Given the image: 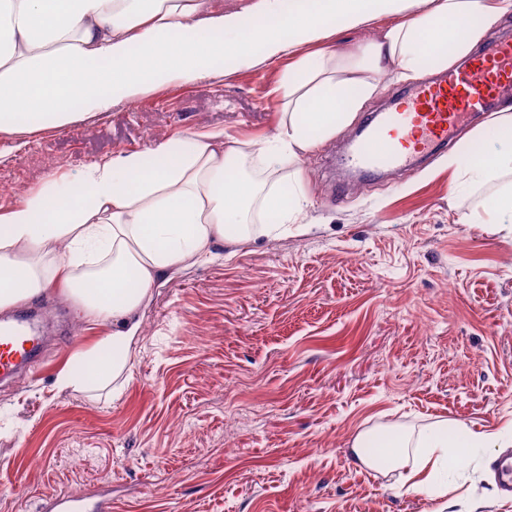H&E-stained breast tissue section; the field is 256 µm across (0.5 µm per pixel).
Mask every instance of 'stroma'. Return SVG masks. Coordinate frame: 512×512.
Returning <instances> with one entry per match:
<instances>
[{"instance_id":"35a3bbf8","label":"stroma","mask_w":512,"mask_h":512,"mask_svg":"<svg viewBox=\"0 0 512 512\" xmlns=\"http://www.w3.org/2000/svg\"><path fill=\"white\" fill-rule=\"evenodd\" d=\"M289 63L172 83L23 136L0 160L18 187L0 213L47 172L199 129L262 143ZM404 89L383 77L350 125L302 157L307 233L215 246L155 288L116 391L55 385L111 323L79 320L58 289L21 304L51 335L36 376L0 385V512L102 490L110 512H512L493 471L512 455V235L462 223L492 188L452 193L446 165L467 137L492 149L486 124L407 172L347 178L339 166L368 114ZM440 419L500 435L467 455L446 493L407 491L352 451L359 434Z\"/></svg>"}]
</instances>
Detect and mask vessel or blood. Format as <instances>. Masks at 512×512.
<instances>
[{
  "mask_svg": "<svg viewBox=\"0 0 512 512\" xmlns=\"http://www.w3.org/2000/svg\"><path fill=\"white\" fill-rule=\"evenodd\" d=\"M512 98V38L498 39L463 66L413 87L403 108L376 113L342 157L354 173L406 169L448 140L451 131ZM38 338L25 319L0 320V377L13 375Z\"/></svg>",
  "mask_w": 512,
  "mask_h": 512,
  "instance_id": "vessel-or-blood-1",
  "label": "vessel or blood"
}]
</instances>
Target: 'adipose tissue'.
Instances as JSON below:
<instances>
[{
    "label": "adipose tissue",
    "instance_id": "adipose-tissue-1",
    "mask_svg": "<svg viewBox=\"0 0 512 512\" xmlns=\"http://www.w3.org/2000/svg\"><path fill=\"white\" fill-rule=\"evenodd\" d=\"M512 0H0V133L69 126L176 80L232 74L292 57L275 94V135L251 142L202 130L93 161L75 177L47 173L0 216V309L56 287L79 319L117 323L57 378L59 389L118 381L142 335L140 314L161 279L218 244L270 237L298 223L309 200L301 158L353 119L379 89L424 65L447 67L505 17ZM376 29L339 56L330 36ZM492 153L461 144L448 164L472 184L512 174V113L496 119ZM291 169L281 188L276 174ZM454 431L433 423L410 441L379 439L363 464L407 489L459 468Z\"/></svg>",
    "mask_w": 512,
    "mask_h": 512
}]
</instances>
